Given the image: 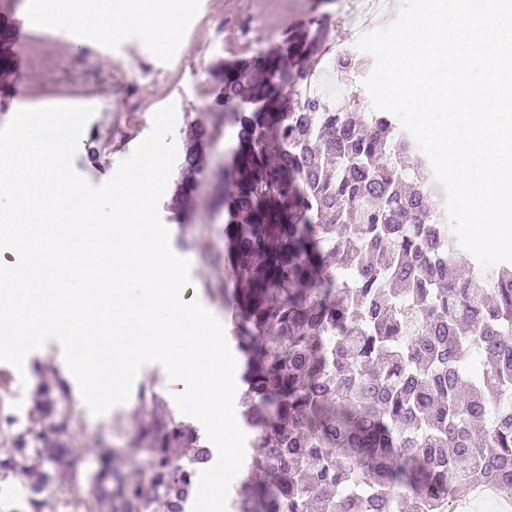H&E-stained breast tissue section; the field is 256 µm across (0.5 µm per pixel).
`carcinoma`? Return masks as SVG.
I'll return each instance as SVG.
<instances>
[{
  "instance_id": "cac0c4a2",
  "label": "carcinoma",
  "mask_w": 512,
  "mask_h": 512,
  "mask_svg": "<svg viewBox=\"0 0 512 512\" xmlns=\"http://www.w3.org/2000/svg\"><path fill=\"white\" fill-rule=\"evenodd\" d=\"M21 0H0L9 95ZM329 40L320 19L280 50L216 62L224 127V314L242 361L250 457L229 512H452L477 484L512 487V263L457 260L443 191L388 112L299 91ZM364 62L337 64L347 77ZM212 128L184 131L168 209L209 177ZM477 358L481 374L470 370ZM20 425L0 399V512H184L212 458L150 389L151 426L96 466L73 443L67 383L49 363Z\"/></svg>"
}]
</instances>
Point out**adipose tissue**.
<instances>
[{
    "mask_svg": "<svg viewBox=\"0 0 512 512\" xmlns=\"http://www.w3.org/2000/svg\"><path fill=\"white\" fill-rule=\"evenodd\" d=\"M46 6L65 24L92 29L99 39L132 27L144 41L161 47L175 40L191 0H46Z\"/></svg>",
    "mask_w": 512,
    "mask_h": 512,
    "instance_id": "1",
    "label": "adipose tissue"
}]
</instances>
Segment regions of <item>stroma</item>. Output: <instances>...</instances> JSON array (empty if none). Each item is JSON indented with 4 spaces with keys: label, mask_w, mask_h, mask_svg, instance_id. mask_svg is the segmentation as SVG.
<instances>
[{
    "label": "stroma",
    "mask_w": 512,
    "mask_h": 512,
    "mask_svg": "<svg viewBox=\"0 0 512 512\" xmlns=\"http://www.w3.org/2000/svg\"><path fill=\"white\" fill-rule=\"evenodd\" d=\"M177 38L164 48L146 43L128 28L105 42L88 39L83 28L43 26L29 6L17 12L18 31L25 36L16 65L27 76L28 108L49 105H92L74 167L90 184L108 181L128 151L148 135L153 115L168 103L177 105L175 139H182L187 125L200 119L213 127L208 147L209 179L200 184L188 220L180 221L160 207L170 231V244L191 263V280L198 299L216 315L224 313V212L214 204L215 185L224 174V146L233 143L232 131L214 115L220 86L210 67L220 59L250 57L285 39L289 26L308 18L332 16V39L348 40L349 30L335 21L332 0H191ZM83 41L75 49V41ZM52 363L59 375L70 380L61 346L54 341L33 351L25 360L24 377H13L0 397L12 408L30 410L32 393L39 385L40 364ZM73 411L78 425L75 444L104 443L122 446L150 421L140 410L137 397L106 414L93 416L82 401L78 385L71 382Z\"/></svg>",
    "instance_id": "obj_1"
}]
</instances>
